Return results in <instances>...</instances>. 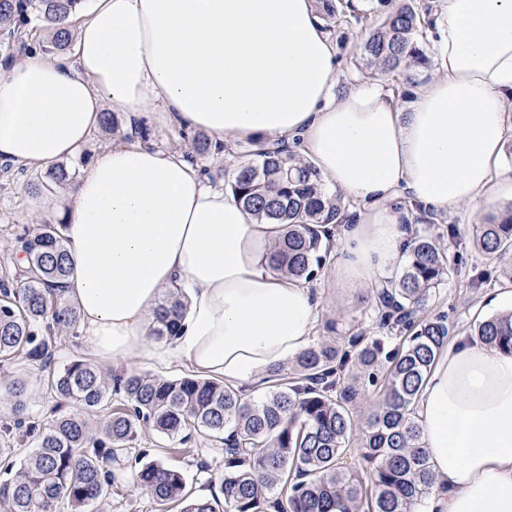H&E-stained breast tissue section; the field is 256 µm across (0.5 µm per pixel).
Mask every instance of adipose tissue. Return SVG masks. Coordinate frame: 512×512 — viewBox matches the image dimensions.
I'll use <instances>...</instances> for the list:
<instances>
[{
    "mask_svg": "<svg viewBox=\"0 0 512 512\" xmlns=\"http://www.w3.org/2000/svg\"><path fill=\"white\" fill-rule=\"evenodd\" d=\"M436 74L408 106L383 78L334 94L335 41L313 0H93L66 57L0 63V159L47 169L77 156L112 110H147L229 147L283 141L350 201L336 286L375 288L403 260L415 215L512 196V0H444ZM64 281L94 360L184 363L237 386L307 345L306 281L275 274L276 232L183 153L132 138L99 154L59 199ZM186 308L173 340L150 327L166 289ZM434 477L425 512H512V353L459 336L413 405Z\"/></svg>",
    "mask_w": 512,
    "mask_h": 512,
    "instance_id": "adipose-tissue-1",
    "label": "adipose tissue"
}]
</instances>
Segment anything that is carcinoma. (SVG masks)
Wrapping results in <instances>:
<instances>
[{
	"label": "carcinoma",
	"instance_id": "obj_1",
	"mask_svg": "<svg viewBox=\"0 0 512 512\" xmlns=\"http://www.w3.org/2000/svg\"><path fill=\"white\" fill-rule=\"evenodd\" d=\"M85 0H0V36L6 50L29 51V32L43 24L54 29L52 49L70 40L64 21ZM340 0H317L324 21L361 23L367 14H338ZM429 8L415 0L369 25L361 54L349 59L362 67L400 79L413 67L432 70L421 46ZM199 154L220 153L222 144L193 134ZM255 160L234 169L231 192L257 221L281 224L283 235L268 255L272 271L311 281L322 265L323 226L341 223L340 197H326L318 171L278 143L259 144ZM76 178L55 164L30 182L34 194L50 192ZM505 220L493 215L476 225V244L488 256L512 253V205ZM61 219H44L23 229L18 251L27 264L20 280L0 279V374L13 402L11 420L0 426V463L12 477L0 485V512H86V506L115 483L109 465L130 448L138 426L151 425L170 440L191 428L224 444L221 498H200L186 491L185 475L150 460L140 465L135 483L160 512H420L433 486L428 456L411 406L436 357L448 345L451 329L443 316L421 318L419 310L454 271L455 262L430 236L415 235L404 268L374 292L375 318L388 333L404 334L395 349L382 336L363 332L306 347L291 369H271L272 391L247 398L220 380L185 376L169 379L129 370L115 379L82 358L48 376L46 389L57 405L72 404L76 413L38 420L28 409V382L8 361L23 355L45 362L55 338L78 326L79 313L62 287L70 256ZM180 302L169 291L156 309L152 334L176 335ZM480 342L512 352V312L472 325ZM377 392L366 427L356 433L354 413L368 390ZM123 396L120 407L96 425L94 414ZM357 443L361 467L341 466ZM32 452L13 470L16 447Z\"/></svg>",
	"mask_w": 512,
	"mask_h": 512
}]
</instances>
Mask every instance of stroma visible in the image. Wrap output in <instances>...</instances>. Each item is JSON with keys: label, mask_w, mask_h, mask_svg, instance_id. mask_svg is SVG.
Segmentation results:
<instances>
[{"label": "stroma", "mask_w": 512, "mask_h": 512, "mask_svg": "<svg viewBox=\"0 0 512 512\" xmlns=\"http://www.w3.org/2000/svg\"><path fill=\"white\" fill-rule=\"evenodd\" d=\"M13 174L0 175V276H16L18 251L15 241L21 229L36 219H55L59 212L57 198L51 194L33 195L27 188L29 173L20 165H13ZM512 198L501 196L486 203L480 211H461L439 217L437 223L415 221L414 230L437 238L442 248L455 254L460 262L459 271L436 292L425 310L426 315L446 316L455 335L469 333L476 318L506 312V299L512 292L504 285L508 270L512 269V255L505 258L489 257L475 249L473 229L485 216L498 212L511 204ZM336 255L324 254V265L311 281V292L318 304V321L310 337L318 342L338 332L346 336L352 331L375 332L373 313L369 303L361 296L339 300L335 282ZM480 275L484 284L479 288L468 285L471 276ZM52 361L44 366L21 358L12 362L13 368L23 370L30 379L29 409L38 418L49 417L56 402L46 392L44 381L49 372L58 370L76 357H87L88 341L84 335H59L51 349ZM169 441L151 428H143L120 465L121 477L112 486L109 495L89 505L88 512H157L156 505L139 494L133 487L135 470L142 461L160 460L164 465L181 470L193 493L219 491V478L224 471V452L219 443L198 436L186 442L190 454L172 452Z\"/></svg>", "instance_id": "35a3bbf8"}]
</instances>
